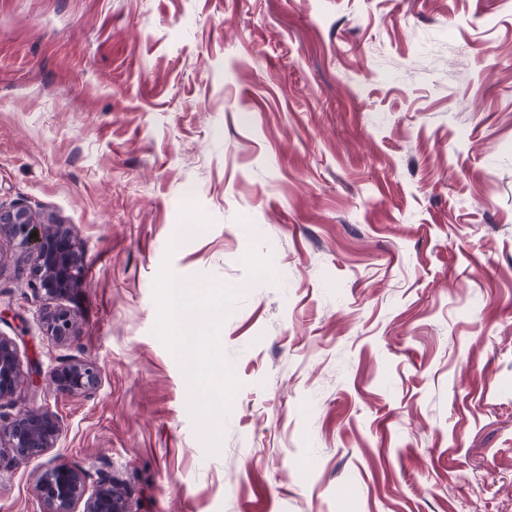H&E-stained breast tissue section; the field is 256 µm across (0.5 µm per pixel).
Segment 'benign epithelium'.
I'll return each mask as SVG.
<instances>
[{"mask_svg": "<svg viewBox=\"0 0 512 512\" xmlns=\"http://www.w3.org/2000/svg\"><path fill=\"white\" fill-rule=\"evenodd\" d=\"M34 232L37 236L33 238ZM3 236L32 258L29 285L44 299L66 296L80 280L83 255L63 226L35 223L22 205L0 207V238ZM44 325L47 335L60 342L74 332L70 310L61 307L46 311ZM20 375L16 342L0 335V449L7 448L13 458L28 461L56 447L61 426L57 416L47 409L20 411L13 416L1 412L13 401ZM99 382L95 363L72 360L51 372L45 388L50 393L81 394L96 389ZM38 490L45 512H131L125 492L112 479H101L89 494L84 477L62 464L45 471Z\"/></svg>", "mask_w": 512, "mask_h": 512, "instance_id": "7a95c632", "label": "benign epithelium"}]
</instances>
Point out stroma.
<instances>
[{
	"label": "stroma",
	"instance_id": "obj_1",
	"mask_svg": "<svg viewBox=\"0 0 512 512\" xmlns=\"http://www.w3.org/2000/svg\"><path fill=\"white\" fill-rule=\"evenodd\" d=\"M246 285L221 342L243 383L207 453L152 283ZM85 256L43 327L0 240L15 409L62 435L0 454V512L47 464L132 512H512V0H0V206ZM277 284L247 286L250 245ZM98 388L32 383L71 360ZM46 333L57 341H66L74 332V320L70 310L49 308L44 315Z\"/></svg>",
	"mask_w": 512,
	"mask_h": 512
}]
</instances>
